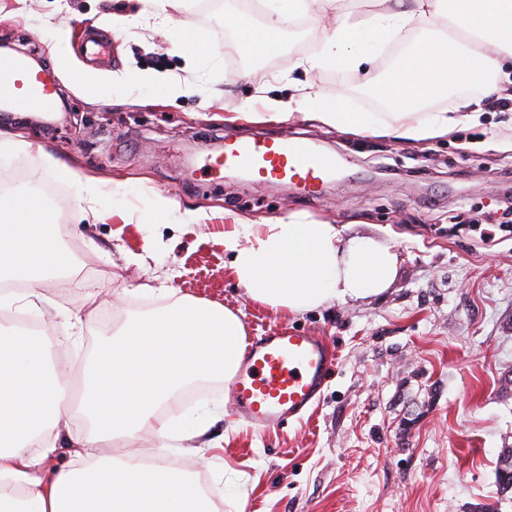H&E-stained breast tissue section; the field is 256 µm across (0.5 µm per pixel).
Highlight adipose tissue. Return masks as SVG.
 Returning <instances> with one entry per match:
<instances>
[{
    "mask_svg": "<svg viewBox=\"0 0 512 512\" xmlns=\"http://www.w3.org/2000/svg\"><path fill=\"white\" fill-rule=\"evenodd\" d=\"M344 0H269L262 28L241 26L230 46L241 53L271 47L279 24L311 6L336 14L322 41L324 65L360 66L364 31L378 43L409 25L428 30L391 68L374 93L390 113L354 112L342 98L303 95L302 105L323 125L355 135H390L410 142L448 135L462 122H477L480 100L459 99L451 112H424L427 98L446 97L468 81L495 92L512 79V0H408L395 12L354 19ZM230 269L257 302L291 313L383 294L399 269L397 252L371 235L346 236L329 223L288 220L256 224L236 219L224 231ZM46 204L32 193L0 197V282L39 287L70 270ZM168 303L149 319L127 323L104 337L87 362L81 404L71 409L55 362L62 348L48 336L32 338L0 324V512H223L224 499L205 491L197 475L174 465H146L126 453L149 430L165 447L204 437L209 411L164 417L161 411L195 382L231 380L245 348V331L229 309L189 301L161 289ZM81 414L89 424L70 461L51 466L62 424Z\"/></svg>",
    "mask_w": 512,
    "mask_h": 512,
    "instance_id": "1",
    "label": "adipose tissue"
}]
</instances>
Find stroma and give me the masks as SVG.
Returning a JSON list of instances; mask_svg holds the SVG:
<instances>
[{
	"mask_svg": "<svg viewBox=\"0 0 512 512\" xmlns=\"http://www.w3.org/2000/svg\"><path fill=\"white\" fill-rule=\"evenodd\" d=\"M251 15L248 0H0V45L24 34L70 104L52 118L26 113L31 147L0 156L28 185L50 186L63 215L59 243L88 273L39 288L31 316L64 343L62 380L81 379L101 336L161 306L142 285L231 309L247 336L300 330L325 337L336 357L314 412L264 433L238 420L223 380L202 381L192 407L223 403L210 459L240 476L224 512H512L497 471L512 448V110L485 107L478 122L424 143L355 136L295 113L271 119L264 100L292 85L345 98L347 81L385 77L384 49L366 46L360 69L301 68L319 48L313 20H291L263 55H228L224 18ZM208 47L188 63L180 44ZM105 37L99 61L85 38ZM165 72L184 91L169 96ZM125 74L116 89L102 80ZM236 139L301 136L336 155L319 194L288 182L204 177L208 157ZM97 179L78 199L66 170ZM165 197L197 213L170 223ZM297 213L306 221L385 239L399 255L384 294L291 315L252 300L229 270L224 227ZM82 320L81 334L57 309Z\"/></svg>",
	"mask_w": 512,
	"mask_h": 512,
	"instance_id": "stroma-1",
	"label": "stroma"
}]
</instances>
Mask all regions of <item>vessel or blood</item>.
<instances>
[{"instance_id":"1","label":"vessel or blood","mask_w":512,"mask_h":512,"mask_svg":"<svg viewBox=\"0 0 512 512\" xmlns=\"http://www.w3.org/2000/svg\"><path fill=\"white\" fill-rule=\"evenodd\" d=\"M52 96L40 74L11 63L0 76V102L44 108ZM336 160L313 144L286 138L229 140L222 156L208 159L205 176L221 178L241 170L262 181H296L316 187L334 170ZM334 367L325 342L304 332L288 331L256 338L228 388L240 417L256 431L300 417L321 396Z\"/></svg>"}]
</instances>
